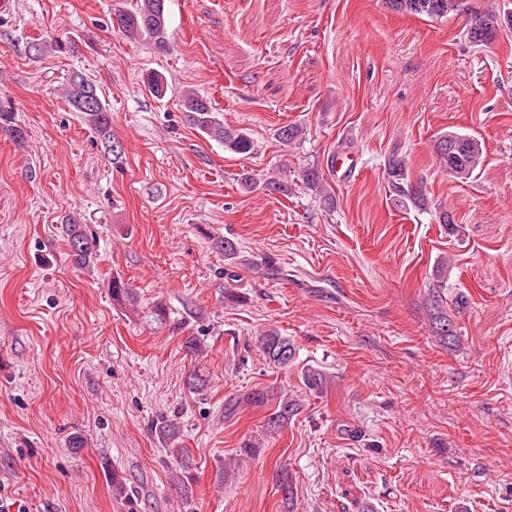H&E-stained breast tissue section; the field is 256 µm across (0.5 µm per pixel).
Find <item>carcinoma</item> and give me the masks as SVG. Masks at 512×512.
I'll list each match as a JSON object with an SVG mask.
<instances>
[{"label": "carcinoma", "instance_id": "obj_1", "mask_svg": "<svg viewBox=\"0 0 512 512\" xmlns=\"http://www.w3.org/2000/svg\"><path fill=\"white\" fill-rule=\"evenodd\" d=\"M388 9L397 14L425 16L431 20H441L462 10L464 0H385ZM470 26L463 29V36L473 47H482L494 42L504 27L512 29V11L472 10L469 13ZM113 31L134 40L153 44L156 48L169 50L166 0H136L132 7L118 6L111 16ZM143 86L150 93L161 96L167 91V83L158 73H149L143 78ZM65 100L73 111L103 137L107 152H114L112 143V113L100 99L97 85L83 75L71 77L64 92ZM182 111L186 122L208 137L224 144V148L247 155L252 152L254 144L249 134L242 129H230L224 126L213 111L210 101L198 93L187 90L182 97ZM434 154L439 166L457 180L472 178L484 161L485 148L476 137L456 131L444 133L435 139ZM388 189L396 201L404 208L425 210L429 202L422 188L414 184L408 160L393 157L386 167ZM303 180L309 189L323 195L324 201L331 202L332 196L321 183L319 172L315 169L304 171ZM70 249V257L75 267L87 268L97 259V240L87 233L85 225L72 221L62 226ZM448 278V262L437 266L436 291L431 300V328L439 342L452 347L457 340L455 323L448 314V307L459 306V300L448 302L441 295ZM112 299L121 305L134 306L138 302L137 294L121 278H112L109 284ZM260 347L270 363L286 366L295 358V348L290 340L276 331H268L258 338ZM298 404L283 398L271 421L280 423L294 416Z\"/></svg>", "mask_w": 512, "mask_h": 512}]
</instances>
